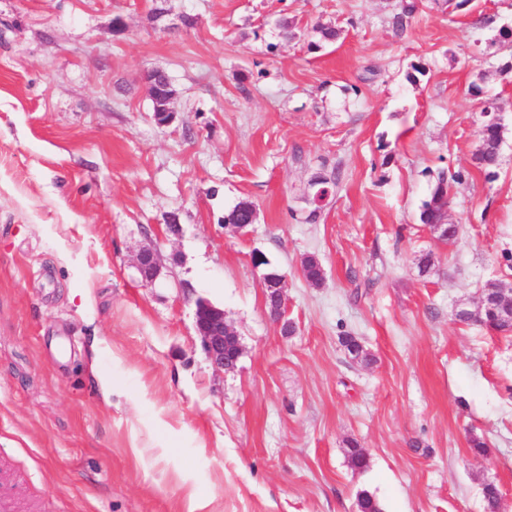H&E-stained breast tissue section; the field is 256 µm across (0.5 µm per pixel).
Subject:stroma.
<instances>
[{
    "label": "stroma",
    "mask_w": 512,
    "mask_h": 512,
    "mask_svg": "<svg viewBox=\"0 0 512 512\" xmlns=\"http://www.w3.org/2000/svg\"><path fill=\"white\" fill-rule=\"evenodd\" d=\"M396 2L0 0V491L21 512H486L490 483L512 512V333L455 318L512 285V0H418L399 36ZM320 23L344 33L317 45ZM476 82L504 125L491 178ZM324 165L341 180L308 224ZM447 167L472 172L451 244L419 221ZM241 202L257 221L237 231ZM201 299L239 336L232 371L208 361ZM256 220L257 216L254 206L248 202H241L229 211L227 218L224 217V224L226 221H229L231 224H226V226H231L241 231L250 224H255Z\"/></svg>",
    "instance_id": "stroma-1"
}]
</instances>
